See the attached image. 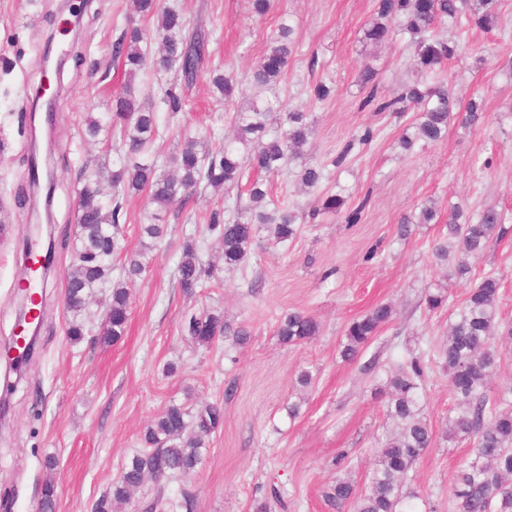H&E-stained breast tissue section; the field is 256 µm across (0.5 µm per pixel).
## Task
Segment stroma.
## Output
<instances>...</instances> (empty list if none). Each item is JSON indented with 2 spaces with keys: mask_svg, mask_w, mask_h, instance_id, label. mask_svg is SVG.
Instances as JSON below:
<instances>
[{
  "mask_svg": "<svg viewBox=\"0 0 512 512\" xmlns=\"http://www.w3.org/2000/svg\"><path fill=\"white\" fill-rule=\"evenodd\" d=\"M165 3L182 10L188 31L204 33L208 59L176 113L161 102L172 75L148 66L136 79L139 103L160 114L161 157L186 132L218 148L232 129L233 111L246 108L255 94L251 72L286 17L294 27V51L275 93L282 112H313L316 124L303 160L270 176L271 193L305 211L332 194L368 204L357 224L320 212L285 247L260 232L249 259L228 269L207 224L213 211L226 207L249 219L248 200L203 194L183 210L158 215L168 232L154 241L137 233L156 216L152 208L144 196H126L127 253L146 266L129 285L127 333L114 343L71 342L64 292L74 256L78 170L85 165L104 174L113 159L106 145L86 135L85 120L111 111L121 89L123 77L112 61L120 31L133 20L151 38L156 22L132 18L131 0H0V218L8 224L0 238V341L15 323L29 225L51 218L56 245L42 293L38 348L0 419V512H38L48 480L56 485V512H92L124 463L142 452L145 427L172 403L193 415L215 404L224 419L205 435L201 462L189 479H147L121 512H142L160 493L168 503L157 512H184L179 501L185 490L193 497L191 512H257L262 506L267 512H353L349 505L336 510L325 494L341 468L357 488L367 487L378 444L392 429L389 367L436 352L473 281L485 274L502 280L498 324H512V0H502L492 31L443 24L440 36L457 44L458 53L425 79L431 87L447 82L460 111L481 96L483 125L466 128L452 120L441 141L409 151L399 140L413 136L417 110L397 116L360 106L363 66L374 69L386 96L413 75L409 34L393 31L379 46L364 38L376 0H271L261 18L248 0ZM49 48L67 51L62 73L44 71ZM215 67L236 82L233 110H225L210 83ZM319 81L332 92L316 104L311 94ZM44 86L55 96L53 126L35 132L52 146L56 188L48 214L29 179L33 132L27 120ZM367 128L373 140L341 168L331 167L351 135ZM306 163L328 167L326 179L309 193L299 183ZM429 200L438 202L439 220L418 223L419 208ZM452 205L472 216L493 205L506 216L507 235L470 258L466 279L453 277L452 267L434 257ZM406 217L416 225L402 239L397 226ZM188 236L217 267L193 296L177 286L180 244ZM438 287L447 288L449 304L431 313L423 299ZM379 303L393 305L392 321L358 362L344 361L346 325ZM290 311L316 318L319 335L281 343L277 323ZM207 312L249 331L247 343L224 337L209 346L194 342L185 326ZM372 359L376 370L364 372ZM304 370L312 376L305 391L297 383ZM293 403L300 406L294 418L288 415ZM453 404L447 374L429 363L423 413L436 443L408 475L422 496L420 512H455L456 476L476 457L474 441L445 433ZM51 458L57 461L53 470L46 467Z\"/></svg>",
  "mask_w": 512,
  "mask_h": 512,
  "instance_id": "obj_1",
  "label": "stroma"
}]
</instances>
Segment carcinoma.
<instances>
[{"label":"carcinoma","mask_w":512,"mask_h":512,"mask_svg":"<svg viewBox=\"0 0 512 512\" xmlns=\"http://www.w3.org/2000/svg\"><path fill=\"white\" fill-rule=\"evenodd\" d=\"M133 11L157 17L156 34L161 42L158 53H151L140 28L128 26L113 44V55L123 68V91L115 99L109 117L86 119L88 136L115 141L109 183L112 197L107 199L99 188L97 176H80L85 183L78 196L77 236L74 262L67 278L66 308L71 313L67 335L79 343L86 334L83 321L87 300L96 290L110 282L114 271L112 261L125 250V225L120 222L123 195L145 194L147 204L159 210L176 205L183 209L194 200L200 187H211L229 194L246 191L253 203L251 219L221 220L220 213L211 216L208 230L219 233L224 265L235 267L244 263L255 241L259 225H268L275 242L286 245L300 234L299 211L294 207L276 206L265 211L269 196L265 182L252 177V169L268 175L279 172L291 159H300L313 132L311 113L292 111L285 114L280 128L271 126L272 114L278 111L277 101L256 97L245 111L236 113L235 133L213 152L204 148L197 137L187 135L169 158L167 172L152 154L159 136V116L138 103L135 78L146 65L154 70L173 73L192 85L206 60V41L198 30L185 34L186 18L174 7L159 6L157 0H132ZM499 0H377V19L366 30L365 37L376 43L389 37L391 25L414 38L416 66L423 72L443 67L456 52V45L441 40L433 30L442 22L463 23L481 30L492 28L497 19ZM293 27L282 18L277 37L268 45L253 70V80L266 89L276 86L288 67L293 48ZM361 85L369 88L362 106H375L378 112H403L411 106L419 112L415 137L402 138L404 148L415 142L432 144L441 139L452 117L463 125L475 128L485 119L482 101L472 98L463 112L453 113V100L448 86L441 84L422 88L417 82H405L393 97L377 96L375 73L363 69ZM212 84L229 104L234 81L218 72ZM371 139L370 131L349 140L332 160L342 167L355 145ZM324 178L320 166H305L302 184L313 189ZM368 199L344 208L345 200L330 195L322 209L345 211V222L356 224ZM506 217L494 206L480 211L476 219L463 218L455 207L448 212L446 242L435 248L441 261L450 260L451 253L465 255L485 250L493 240L506 234ZM144 270L134 258L122 267L123 279L112 284L107 304L109 331L104 343L116 342L124 336L129 320L127 280ZM214 277V268L205 263L194 238L182 244L177 266L178 286L184 294L193 295ZM501 279L495 275L481 277L470 288L437 357L448 372V383L454 396L453 416L449 418L451 434L463 440H474L477 460L460 470L454 490L457 512H512V387L490 394L489 380L497 363L493 345L496 335V308L500 301ZM448 303L444 288L425 297L426 309L436 312ZM392 308L378 304L366 314L352 320L345 330L341 354L348 361L356 360L381 329L390 322ZM188 334L199 344L209 345L213 337L231 336L235 343L248 340L243 328L230 330L216 314L189 319ZM320 332L317 320L303 312H290L277 327L280 340L288 344L307 341ZM426 379L421 357H410L394 372L389 381L388 416L394 432L381 443L376 452L375 467L368 487L358 492L347 477L338 476L327 492L328 501L342 509L354 506V512H418V492L407 484V476L421 456L434 446V431L423 416L420 391ZM189 412L181 405L170 404L147 427L142 441L151 448L146 454L133 456L123 467L112 487L95 504V512H121L146 477L157 480L168 475H190L200 463L203 435L222 420L216 406L198 415L196 431L189 430Z\"/></svg>","instance_id":"cac0c4a2"}]
</instances>
